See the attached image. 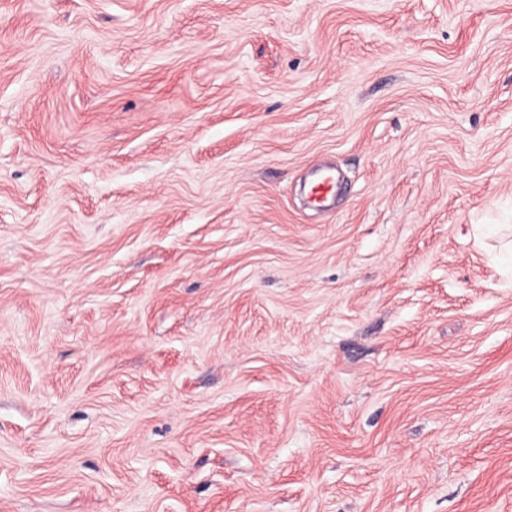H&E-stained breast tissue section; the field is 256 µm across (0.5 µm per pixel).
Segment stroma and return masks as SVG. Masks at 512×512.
<instances>
[{
  "instance_id": "obj_1",
  "label": "stroma",
  "mask_w": 512,
  "mask_h": 512,
  "mask_svg": "<svg viewBox=\"0 0 512 512\" xmlns=\"http://www.w3.org/2000/svg\"><path fill=\"white\" fill-rule=\"evenodd\" d=\"M0 512H512V0H0ZM339 180L332 170L322 172L311 187L312 197L316 202H328L334 199L339 187Z\"/></svg>"
}]
</instances>
